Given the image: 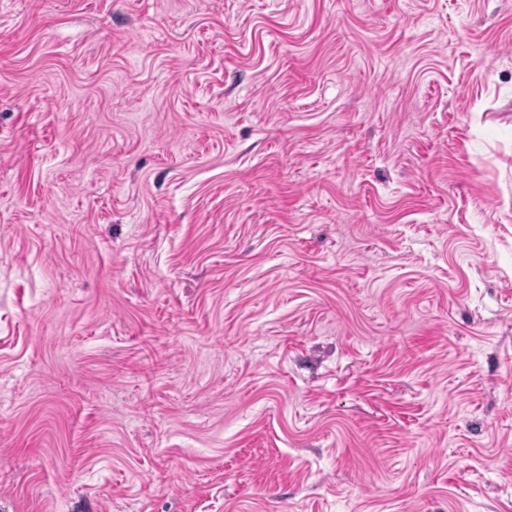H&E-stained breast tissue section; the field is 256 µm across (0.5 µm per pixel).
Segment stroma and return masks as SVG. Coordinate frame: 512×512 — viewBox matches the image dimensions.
Instances as JSON below:
<instances>
[{
  "label": "stroma",
  "instance_id": "stroma-1",
  "mask_svg": "<svg viewBox=\"0 0 512 512\" xmlns=\"http://www.w3.org/2000/svg\"><path fill=\"white\" fill-rule=\"evenodd\" d=\"M0 512H512V0H0Z\"/></svg>",
  "mask_w": 512,
  "mask_h": 512
}]
</instances>
